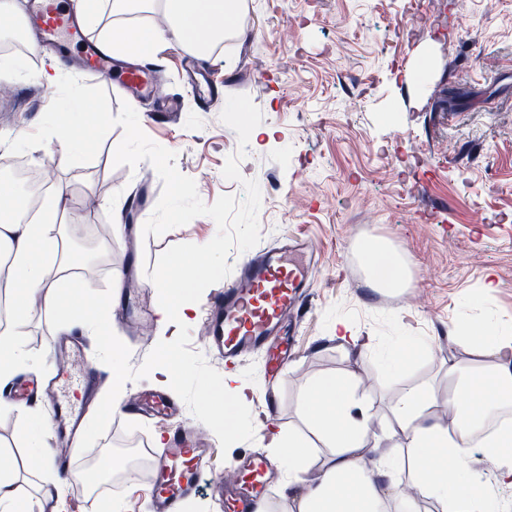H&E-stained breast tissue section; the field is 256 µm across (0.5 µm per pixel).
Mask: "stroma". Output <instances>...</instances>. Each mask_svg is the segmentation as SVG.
I'll return each instance as SVG.
<instances>
[{
  "mask_svg": "<svg viewBox=\"0 0 512 512\" xmlns=\"http://www.w3.org/2000/svg\"><path fill=\"white\" fill-rule=\"evenodd\" d=\"M247 0L240 36L200 59L224 95L245 94L262 113L261 135L250 138L239 163L242 179L261 192L262 243L286 234L312 241L316 273L314 299L277 383L275 422L300 434L308 429L299 414L300 394L316 378L355 374L357 396L371 407L370 440L377 455L389 456L399 442L390 414L400 390L432 383L448 391V364L490 362L458 337L462 322L492 316L512 329V0ZM165 66L161 86L181 104L179 120L156 123L148 104H135L139 123L155 143L175 152V166L192 177L203 202L221 195L242 197L240 181L222 175L238 150L236 133L217 108L201 110L184 80L188 56L179 38L156 47ZM72 69L53 55L28 62L24 76L0 75V157L6 140L33 132L54 98L52 75ZM46 87L29 96V85ZM461 93L459 102L437 98V89ZM124 135L112 128L95 158L69 166L55 141L26 152L28 162L51 164L73 196L94 191L104 204L72 215L81 230L71 242L88 259L90 293L124 294L125 325L106 324L95 333L89 362L111 370L121 359L126 391L168 383L159 371L165 354L178 360L174 390L187 423L207 428L214 474L237 459L262 454L279 480L274 502L288 501V458L266 445L257 426L266 393L262 359L236 372L250 403L241 407L235 435L224 432L217 397L224 373L199 339L204 302L175 336L154 335L151 345L134 338L142 319L156 315L159 294L149 284L159 256L181 243L205 244L217 233L207 216L159 236H144L143 225L163 191L149 162L136 168L113 162ZM121 215L125 228L111 244L98 242L95 225ZM134 239L127 249L126 239ZM376 240L404 263L405 287L387 288L378 270L361 255V244ZM493 289H486V281ZM343 319L357 343L338 337ZM56 319L35 318L24 339L25 360L13 374L48 370L44 344ZM420 339L425 350L402 370L388 351ZM105 389L85 421V449L76 472L102 471L101 500L118 497L117 512H146L143 484L114 483L121 442L159 436L154 426L117 419ZM53 408L40 402L20 411H0V448L23 475L42 473L51 451Z\"/></svg>",
  "mask_w": 512,
  "mask_h": 512,
  "instance_id": "35a3bbf8",
  "label": "stroma"
}]
</instances>
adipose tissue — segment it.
<instances>
[{"instance_id":"adipose-tissue-1","label":"adipose tissue","mask_w":512,"mask_h":512,"mask_svg":"<svg viewBox=\"0 0 512 512\" xmlns=\"http://www.w3.org/2000/svg\"><path fill=\"white\" fill-rule=\"evenodd\" d=\"M247 0H112L116 15L145 12L162 16L165 26L113 24L103 45L117 58L150 53L166 32L179 34L186 48L210 53L214 44L236 33ZM15 187L0 182V258L7 261L5 294L10 299L5 321H0V377H10L24 355L22 338L33 314L59 319L61 325H86L102 330L112 310L111 301L86 294L81 273L83 261L68 254L66 242L72 230L65 215L78 201L57 186L50 203L29 221L16 219L12 206ZM186 282L154 274L152 287L161 293L157 323L174 332L190 320L192 308L183 302ZM462 339L491 354L492 364L461 375L449 364L453 384L448 404L457 418L452 425L432 419L430 407L438 402L433 387H409L394 407L403 441L396 451L407 469L406 485L381 490L380 480L391 461H369L368 433L371 417L355 402L356 376H327L308 385L301 396L304 419L325 441L329 452L309 478L311 469L306 440L287 433L283 426L269 428V445L288 452V482L299 486L295 512H512V501L500 496L512 488V427L488 433L487 424L503 409L512 408V331L491 322L479 328L464 327ZM484 450L502 460L496 487H489L472 470L468 458L476 438ZM61 487L50 477L30 487L13 467L0 466V512H32L38 499L60 498Z\"/></svg>"}]
</instances>
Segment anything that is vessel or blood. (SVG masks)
<instances>
[{
  "label": "vessel or blood",
  "mask_w": 512,
  "mask_h": 512,
  "mask_svg": "<svg viewBox=\"0 0 512 512\" xmlns=\"http://www.w3.org/2000/svg\"><path fill=\"white\" fill-rule=\"evenodd\" d=\"M28 18L37 48L77 49V64L84 73L118 81L128 95L140 101L153 99V72L137 64H114L62 0H32ZM312 277L303 247L287 239H277L249 254L207 304L203 326L209 353L229 369L263 357L266 377L276 383L284 365L285 338L298 332L311 304ZM49 346L55 358L81 361L90 341L80 332L56 334ZM69 377L67 368L58 366L39 378H21L0 389V400L34 404L41 396L52 395ZM105 382L95 369L81 371L74 398L56 402L54 437L70 448L79 447L85 435V414L97 404ZM182 414L181 401L167 388L137 394L119 412L123 419L169 424L166 437L150 450V512H182L186 500L200 495L209 497L217 512H259L274 492L271 464L254 454L239 460L227 476H213L210 451L198 429L182 422Z\"/></svg>",
  "instance_id": "b4317fda"
}]
</instances>
